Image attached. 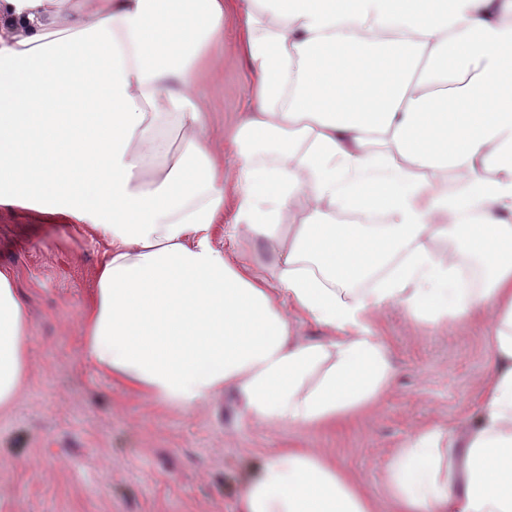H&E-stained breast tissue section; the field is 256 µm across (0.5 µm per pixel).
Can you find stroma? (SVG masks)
Masks as SVG:
<instances>
[{
    "label": "stroma",
    "mask_w": 512,
    "mask_h": 512,
    "mask_svg": "<svg viewBox=\"0 0 512 512\" xmlns=\"http://www.w3.org/2000/svg\"><path fill=\"white\" fill-rule=\"evenodd\" d=\"M240 17L224 15V78L210 98L215 134L231 133L251 74ZM102 249L62 224L0 213V267L30 320V364L0 408V512H240L244 485L281 448H309L391 512L387 468L416 429L469 418L489 370V325L441 328L396 307L376 330L398 375L371 409L333 430L246 423L224 394L186 412L133 391L85 360L81 312Z\"/></svg>",
    "instance_id": "obj_1"
}]
</instances>
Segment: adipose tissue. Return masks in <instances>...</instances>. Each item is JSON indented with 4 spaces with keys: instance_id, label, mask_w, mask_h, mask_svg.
Returning a JSON list of instances; mask_svg holds the SVG:
<instances>
[{
    "instance_id": "obj_1",
    "label": "adipose tissue",
    "mask_w": 512,
    "mask_h": 512,
    "mask_svg": "<svg viewBox=\"0 0 512 512\" xmlns=\"http://www.w3.org/2000/svg\"><path fill=\"white\" fill-rule=\"evenodd\" d=\"M239 8L253 79L228 168L199 93L221 82L225 0H0V206L103 246L82 353L185 411L231 391L253 424L332 425L396 377L386 309L491 316L474 420L418 429L389 485L393 512H512V0ZM28 367L0 268V406ZM241 507L378 512L303 448L261 463Z\"/></svg>"
}]
</instances>
